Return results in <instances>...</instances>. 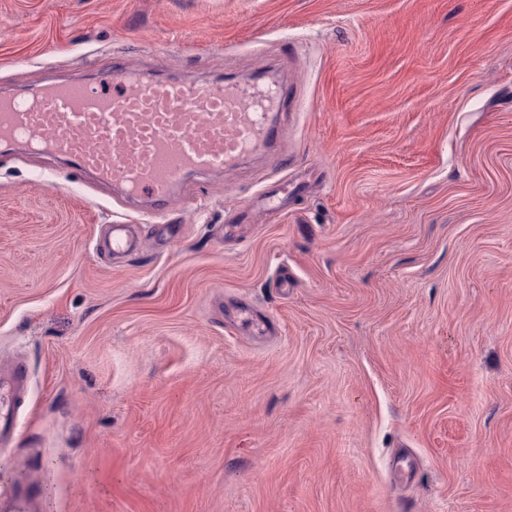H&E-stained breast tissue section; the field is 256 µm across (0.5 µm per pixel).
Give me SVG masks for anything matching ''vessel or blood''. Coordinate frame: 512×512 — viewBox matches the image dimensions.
I'll return each mask as SVG.
<instances>
[{
    "label": "vessel or blood",
    "mask_w": 512,
    "mask_h": 512,
    "mask_svg": "<svg viewBox=\"0 0 512 512\" xmlns=\"http://www.w3.org/2000/svg\"><path fill=\"white\" fill-rule=\"evenodd\" d=\"M281 89L254 82L189 84L123 68L91 83L0 99V143L68 157L76 171L125 194L165 201L191 173L237 164L282 137ZM38 484L22 483L6 512H39Z\"/></svg>",
    "instance_id": "obj_1"
}]
</instances>
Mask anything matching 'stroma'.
Here are the masks:
<instances>
[{"label": "stroma", "mask_w": 512, "mask_h": 512, "mask_svg": "<svg viewBox=\"0 0 512 512\" xmlns=\"http://www.w3.org/2000/svg\"><path fill=\"white\" fill-rule=\"evenodd\" d=\"M272 63L279 146L189 177L157 219L0 154V374L28 375L0 493L512 512V0H0V95ZM282 178L298 190L263 208ZM159 220L184 230L159 240ZM115 222L140 239L120 260Z\"/></svg>", "instance_id": "obj_1"}]
</instances>
